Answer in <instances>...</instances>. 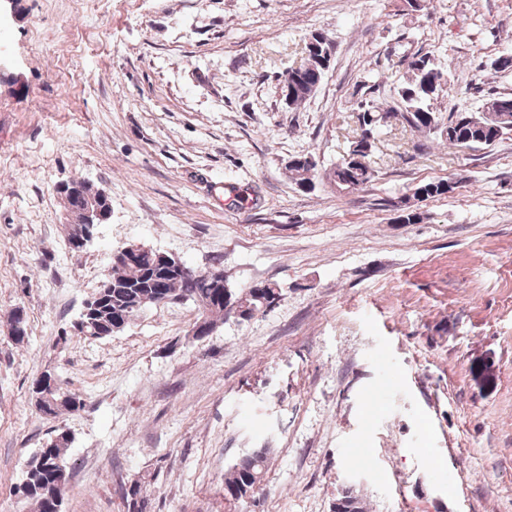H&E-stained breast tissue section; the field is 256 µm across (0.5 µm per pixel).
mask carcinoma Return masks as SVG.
<instances>
[{"instance_id":"1","label":"carcinoma","mask_w":512,"mask_h":512,"mask_svg":"<svg viewBox=\"0 0 512 512\" xmlns=\"http://www.w3.org/2000/svg\"><path fill=\"white\" fill-rule=\"evenodd\" d=\"M303 64L288 74L290 91L288 106L297 107L309 99L323 81L326 71L316 60L317 53L305 48ZM409 76L400 84L397 95L399 109L379 112L368 102L358 105L359 132L350 142L349 151L354 159H345L325 171V178L338 190L354 192L363 190L374 173L367 158L375 146V131L380 122L400 117L411 129L424 133H439L442 141L454 147L491 146L512 132V96H492L479 112H452L445 129L438 130L439 121L431 102L439 97L448 84L443 72L435 68L428 55H417L407 63ZM315 160L301 155L288 163V171L297 186L312 187ZM448 195V180L439 179L418 186L414 196L430 199ZM237 301L238 313L224 306V289L213 287L208 273L192 268L162 274L149 254H139L130 262L112 263V296L100 305L94 317L79 315L73 323V333L58 338L62 343L74 337L102 339L109 327L116 323L129 324L142 311V301L151 299L156 304L170 301H189L198 310L197 319L203 322L206 332L214 330L217 322L231 317L250 320L277 305L283 299L281 288L275 283L255 285L245 291H232ZM11 339L21 344L27 338V318L24 309L14 308L9 314ZM52 375L43 374L33 383L32 392H40L35 401L38 412L47 418L74 413L84 407V401L75 393L65 392L59 385L52 386ZM72 437L60 431L51 437L31 457L22 482L14 488V495L33 505V512H61L67 483H62L58 470L66 466V451ZM268 449L257 448L243 456L224 475V501L228 504L244 503L261 490L268 467ZM119 492L126 512H148L149 499L144 483L139 479L122 482ZM338 512H367L365 502L352 490L342 492L337 498Z\"/></svg>"}]
</instances>
